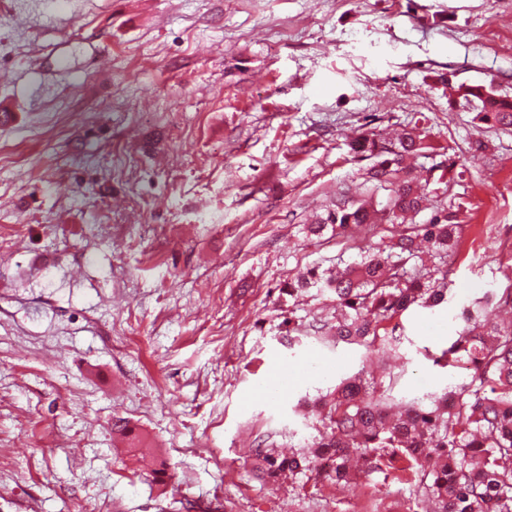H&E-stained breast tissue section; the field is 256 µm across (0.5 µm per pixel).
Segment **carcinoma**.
Segmentation results:
<instances>
[{
	"label": "carcinoma",
	"mask_w": 512,
	"mask_h": 512,
	"mask_svg": "<svg viewBox=\"0 0 512 512\" xmlns=\"http://www.w3.org/2000/svg\"><path fill=\"white\" fill-rule=\"evenodd\" d=\"M460 98L476 102V118L490 128L512 132V98L499 96L484 85H460ZM428 117L411 119L413 127L396 141L372 130L350 141L355 155L373 160L368 171L375 188L389 189V200L349 204L340 198L315 224L312 236L331 229L344 235L354 227L403 224L419 213L431 180L423 185L401 176L408 159H430L434 147L425 135ZM462 207L448 206L425 224H410L386 248L370 247L360 259L344 266L308 269L288 296L311 288L336 296V323L300 324L288 316V332L316 340L364 347L370 353H390L400 338L394 320L409 308L434 307L445 302L448 260L458 251L464 225ZM512 309V288L493 292L462 308L464 323L456 339L433 362L468 372L464 381L430 402H400L391 412L396 376L366 377L357 372L343 377L326 398L319 437L308 452L281 455L274 443L258 438L252 450L251 472L260 481L288 477L292 488L303 490L320 477V463L332 461L333 479L350 483L360 475L349 466L356 452L362 473L398 472L407 486L410 512L427 502L434 512H512V325L493 321L495 308ZM113 433L128 439L140 453L150 451L146 439L119 419Z\"/></svg>",
	"instance_id": "cac0c4a2"
}]
</instances>
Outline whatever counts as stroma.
Returning <instances> with one entry per match:
<instances>
[{
	"label": "stroma",
	"mask_w": 512,
	"mask_h": 512,
	"mask_svg": "<svg viewBox=\"0 0 512 512\" xmlns=\"http://www.w3.org/2000/svg\"><path fill=\"white\" fill-rule=\"evenodd\" d=\"M441 74L512 97V0H0V512H350L370 490L407 512L393 476L299 492L248 459L261 432L302 450L309 401L378 370L286 324L334 313L328 292L289 305L301 272L391 242L304 233L339 193L386 204L362 130L425 113L453 162L434 198L467 206L447 303L399 321L396 398L460 383L433 355L512 286V134L479 131ZM286 367L288 394L261 396ZM118 418L167 462L166 499Z\"/></svg>",
	"instance_id": "35a3bbf8"
}]
</instances>
